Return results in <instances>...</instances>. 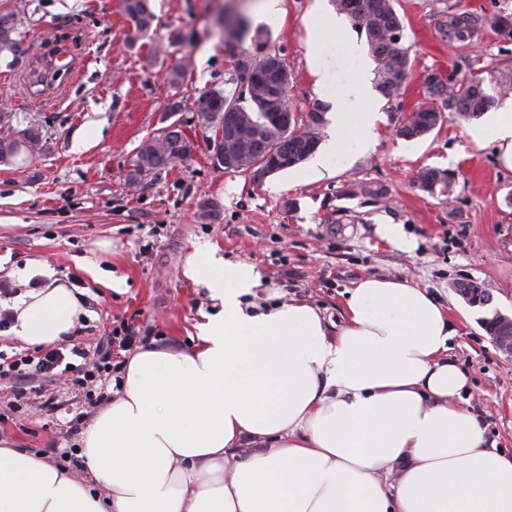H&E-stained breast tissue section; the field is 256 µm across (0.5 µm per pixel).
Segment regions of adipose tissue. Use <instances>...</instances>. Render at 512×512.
<instances>
[{"label": "adipose tissue", "mask_w": 512, "mask_h": 512, "mask_svg": "<svg viewBox=\"0 0 512 512\" xmlns=\"http://www.w3.org/2000/svg\"><path fill=\"white\" fill-rule=\"evenodd\" d=\"M342 91L315 167L350 155L375 115ZM512 167V99L470 128ZM184 274L219 311L192 351L147 346L122 391L87 425L77 482L0 448V512H512V455L460 400L448 310L405 279L369 276L326 322L303 302L263 305L252 265L198 246ZM14 336L65 340L86 313L66 283L18 296Z\"/></svg>", "instance_id": "adipose-tissue-1"}]
</instances>
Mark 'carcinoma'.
<instances>
[{"instance_id": "1", "label": "carcinoma", "mask_w": 512, "mask_h": 512, "mask_svg": "<svg viewBox=\"0 0 512 512\" xmlns=\"http://www.w3.org/2000/svg\"><path fill=\"white\" fill-rule=\"evenodd\" d=\"M124 13L131 21L137 32L143 34L150 31L154 13L150 0H123ZM468 17L474 27L471 37L462 41L458 37V22L461 17ZM358 33L365 36L371 55L377 62L375 71V84L377 90L390 99L401 90L402 84L408 76L411 67V47L404 41L394 39L393 33H403L404 25L399 14L395 10L393 0H386L384 7L377 13L351 14ZM497 29L499 35L512 38V18L508 16H487L483 13L468 9H448L436 15L435 30L442 39L456 45L458 49H465L471 43L480 39L486 26ZM227 40L240 42L247 38L258 37L263 45H268V33L261 29L251 28L250 22L244 17L229 18L225 21ZM17 28L14 17L11 14H0V53L19 51V41L14 38ZM254 77L252 83L255 90L239 93L238 89L230 91L213 90L205 93V96H219L233 105L236 111L242 113L241 124L237 134L222 136L224 156L233 159V163L220 166L228 170H244L254 160L252 148L255 137L264 133L269 140V153L264 156V163L275 164L282 158L281 148L277 144L282 139V134L271 122L270 114L273 112H290L291 104L288 98V87L280 82L279 74L267 61L253 68ZM438 79V88L429 93L428 103L424 104L412 113L405 123V133L416 135L420 138L429 134L443 121V112H456L466 120L481 117L491 108L495 99L489 95L483 85L474 79H465L460 82L449 83V79L440 71H433L427 75V79ZM328 107L324 104H316L304 116L300 118L299 126L303 132L298 136L288 137V150L295 156L294 162L288 163V167H295L310 156L316 149L310 148L313 143H320L321 130L327 123L326 114ZM201 123L210 132L206 141L219 137L224 130L221 124V116L209 117L207 113H199ZM175 134L182 139L181 148L163 149L159 141L163 138V129L144 140L128 162L127 183L135 187L146 178L156 175L158 172L174 167L188 160L193 152L194 143L183 130L176 129ZM38 148L45 146V139L39 132V128L28 124L24 128L8 127L7 133L0 137V164L11 166H23L33 159V154L28 145ZM452 174L439 168H422L416 172L413 179V187L435 194L436 191H445L452 184ZM198 211L202 218L216 221L220 219V206L212 198L203 197L198 202Z\"/></svg>"}]
</instances>
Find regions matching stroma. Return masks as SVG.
I'll return each mask as SVG.
<instances>
[{"mask_svg":"<svg viewBox=\"0 0 512 512\" xmlns=\"http://www.w3.org/2000/svg\"><path fill=\"white\" fill-rule=\"evenodd\" d=\"M259 5L153 0L155 20L142 36L123 0H0V13H13L21 41L15 62L0 58V113H11L18 128L35 123L46 139L27 166L0 165V279L33 259L45 261L57 279H79L90 315L71 342L89 352L119 319L137 323L154 345L190 349L202 314L214 310L207 289L183 274L205 243L225 259L253 265L282 302L310 304L335 322L347 288L362 278L409 279L447 305L458 331L450 355L470 376L466 407L484 421L497 448L511 453L512 358L495 347L480 321L497 310L512 314V169L494 146L472 140L470 121L457 113H445L441 126L418 140L399 137L396 125L425 102L424 77L435 70L459 81L480 77L490 95L500 96L501 76L512 75V38L488 30L477 48L456 50L434 23L453 7L512 14V0H395L412 70L399 97L372 91L377 119L370 146L319 176L304 162L256 182L213 165L198 117L200 95L227 89L234 69L220 16L240 15L270 31L269 48L291 75L288 97L297 115L319 102L335 105L356 69L349 61L319 81L308 68V43L325 29L315 8L335 14L332 0H282L281 14L272 17ZM177 28L196 35V43L170 44L168 34ZM55 46L68 54L67 72L33 94L31 72ZM178 64L184 72L174 86L165 73ZM175 101L180 111L168 112ZM91 122L100 137L78 147ZM172 123L193 140L191 158L129 187L131 155ZM423 167L455 173L447 193L412 187V173ZM361 182L383 186L385 198L352 195L351 186ZM204 195L218 200L219 222L198 218ZM381 224L399 225L412 249L382 238ZM103 240L111 242L110 252L99 250ZM89 260L124 278V290L93 278L84 267ZM463 278L485 284L490 305L466 304L455 292ZM52 392L53 416L41 415L35 398L22 421H0V448L55 462L78 445L80 431L70 422L84 403L82 393L64 384Z\"/></svg>","mask_w":512,"mask_h":512,"instance_id":"1","label":"stroma"}]
</instances>
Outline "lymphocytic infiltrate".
<instances>
[{"instance_id": "1", "label": "lymphocytic infiltrate", "mask_w": 512, "mask_h": 512, "mask_svg": "<svg viewBox=\"0 0 512 512\" xmlns=\"http://www.w3.org/2000/svg\"><path fill=\"white\" fill-rule=\"evenodd\" d=\"M146 342L135 324L123 321L105 331L91 354L76 346L60 344L20 357L2 358L0 380L10 381L13 388V399L7 408L14 414L23 413L30 398L38 397L47 410H54L55 401L47 397L46 391L60 367L70 372L71 384L82 390L85 404L93 406L106 401L108 385L123 381V353Z\"/></svg>"}]
</instances>
